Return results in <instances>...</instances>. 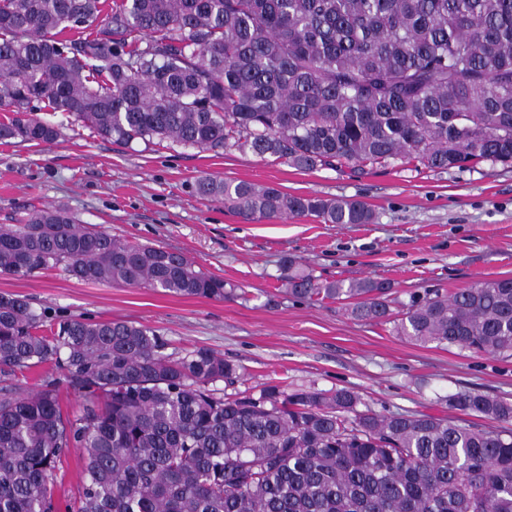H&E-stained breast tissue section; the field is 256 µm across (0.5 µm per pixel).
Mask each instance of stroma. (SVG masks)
Segmentation results:
<instances>
[{
  "instance_id": "stroma-1",
  "label": "stroma",
  "mask_w": 512,
  "mask_h": 512,
  "mask_svg": "<svg viewBox=\"0 0 512 512\" xmlns=\"http://www.w3.org/2000/svg\"><path fill=\"white\" fill-rule=\"evenodd\" d=\"M51 144L0 143V226L35 207L68 211L131 243L182 253L224 278L225 299L77 281L62 269L20 278L0 273V293L29 297L57 316L123 320L158 331L180 356L205 347L239 368L217 394L259 396L289 388H349L360 410L453 416L449 395L480 390L512 402V359L397 335L392 325L352 318L343 304L308 301L283 286L294 258L315 277L389 282L397 304L512 277V166L483 163L434 172L391 163L371 171H299L231 151L136 140L115 143L59 112ZM269 184L284 192L357 199L371 224L312 218L248 221L198 195L204 176Z\"/></svg>"
}]
</instances>
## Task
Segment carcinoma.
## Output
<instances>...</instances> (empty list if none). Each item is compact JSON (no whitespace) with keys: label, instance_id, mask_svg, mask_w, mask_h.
<instances>
[{"label":"carcinoma","instance_id":"cac0c4a2","mask_svg":"<svg viewBox=\"0 0 512 512\" xmlns=\"http://www.w3.org/2000/svg\"><path fill=\"white\" fill-rule=\"evenodd\" d=\"M101 13V0H0V108L12 113L1 142L56 141L46 109L116 142L248 151L301 171L512 164V0H113ZM197 190L246 220H374L359 200L271 185L203 178ZM283 266L296 297L512 358V278L436 292L398 316L387 282ZM58 267L86 283L229 295L184 255L58 208L0 228L1 273ZM166 346L141 324L57 318L0 294V512H56L72 448L82 484L70 512H512L511 429L359 412L346 388L221 397L208 385L236 378L232 363ZM43 365L82 392L77 413H63L51 375L25 394L9 383ZM448 403L512 424V404L486 393Z\"/></svg>","mask_w":512,"mask_h":512}]
</instances>
